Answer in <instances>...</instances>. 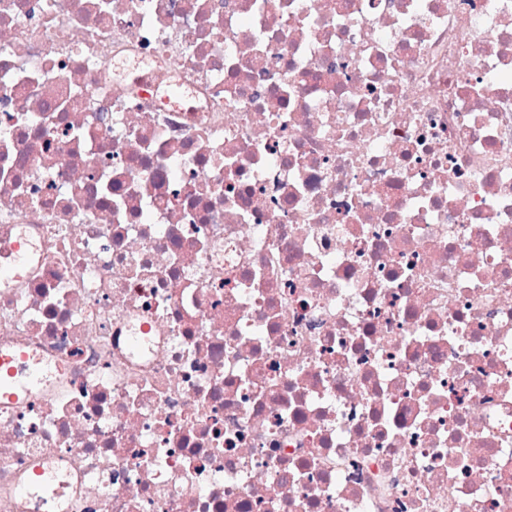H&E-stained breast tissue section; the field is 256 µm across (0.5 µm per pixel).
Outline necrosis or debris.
<instances>
[{"instance_id":"4bbe7bcc","label":"necrosis or debris","mask_w":512,"mask_h":512,"mask_svg":"<svg viewBox=\"0 0 512 512\" xmlns=\"http://www.w3.org/2000/svg\"><path fill=\"white\" fill-rule=\"evenodd\" d=\"M0 512H512V0H0Z\"/></svg>"}]
</instances>
